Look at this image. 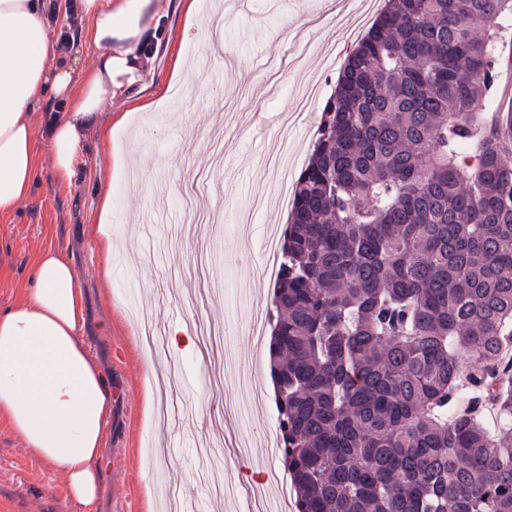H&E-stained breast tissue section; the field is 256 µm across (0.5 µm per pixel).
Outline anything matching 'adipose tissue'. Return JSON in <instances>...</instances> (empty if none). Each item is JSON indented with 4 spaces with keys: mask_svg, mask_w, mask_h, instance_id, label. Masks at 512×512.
Masks as SVG:
<instances>
[{
    "mask_svg": "<svg viewBox=\"0 0 512 512\" xmlns=\"http://www.w3.org/2000/svg\"><path fill=\"white\" fill-rule=\"evenodd\" d=\"M152 0H74L84 42L97 50L91 70L60 46L48 17L50 0H0V218L15 214L34 193L39 146H46L52 186H73L101 124L104 100L138 77V40ZM64 104L47 118L37 140L35 110L47 99ZM83 286L71 260L48 248L35 261L23 300L0 308V418L37 456L62 471L72 499L95 512L104 475L105 420L112 387L81 332Z\"/></svg>",
    "mask_w": 512,
    "mask_h": 512,
    "instance_id": "ef3b65f1",
    "label": "adipose tissue"
}]
</instances>
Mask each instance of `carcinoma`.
I'll return each instance as SVG.
<instances>
[{
  "label": "carcinoma",
  "instance_id": "carcinoma-1",
  "mask_svg": "<svg viewBox=\"0 0 512 512\" xmlns=\"http://www.w3.org/2000/svg\"><path fill=\"white\" fill-rule=\"evenodd\" d=\"M512 0H388L294 186L270 376L297 512H512ZM503 38L493 49L496 67L500 71V87L482 100L481 112H511L512 110V17L509 15L502 21ZM511 50V59L508 52ZM511 84V94L505 95L506 85Z\"/></svg>",
  "mask_w": 512,
  "mask_h": 512
}]
</instances>
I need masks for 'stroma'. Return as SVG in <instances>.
I'll list each match as a JSON object with an SVG mask.
<instances>
[{"mask_svg": "<svg viewBox=\"0 0 512 512\" xmlns=\"http://www.w3.org/2000/svg\"><path fill=\"white\" fill-rule=\"evenodd\" d=\"M384 0H155L159 37L139 80L109 100L111 153L90 137L69 191L52 190L41 157L31 200L0 220L14 269L0 308L27 286L49 247L85 288V342L115 399L101 461L99 512H247L264 484L294 512L273 448L278 409L255 308L276 281L265 243L288 221L276 196L313 148L348 53ZM198 27L184 30L189 12ZM493 49L499 89L483 111L512 110V17ZM186 88L172 85L176 61ZM111 175L112 277L102 276L98 202ZM0 512H82L66 479L0 421Z\"/></svg>", "mask_w": 512, "mask_h": 512, "instance_id": "35a3bbf8", "label": "stroma"}]
</instances>
